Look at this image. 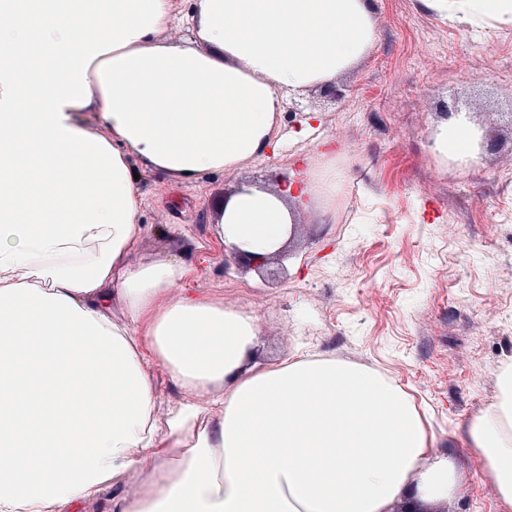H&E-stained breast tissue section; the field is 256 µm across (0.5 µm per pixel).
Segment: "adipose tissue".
<instances>
[{
  "mask_svg": "<svg viewBox=\"0 0 512 512\" xmlns=\"http://www.w3.org/2000/svg\"><path fill=\"white\" fill-rule=\"evenodd\" d=\"M0 0V512H74L124 477L112 512H390L455 487L412 399L387 376L299 352L255 360L256 316L188 288V266L135 257L147 169L179 182L240 170L286 95L352 71L377 37L372 0ZM512 29V0H420ZM483 141L466 115L440 158ZM296 184L240 180L215 214L226 253L286 246L298 208L335 212L331 163ZM184 397L158 416L154 366ZM472 424L512 507V364Z\"/></svg>",
  "mask_w": 512,
  "mask_h": 512,
  "instance_id": "obj_1",
  "label": "adipose tissue"
}]
</instances>
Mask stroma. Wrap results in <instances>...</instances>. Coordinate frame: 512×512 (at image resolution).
<instances>
[{"mask_svg": "<svg viewBox=\"0 0 512 512\" xmlns=\"http://www.w3.org/2000/svg\"><path fill=\"white\" fill-rule=\"evenodd\" d=\"M378 38L330 103L299 96L263 156L245 169L171 184L145 172L139 251L176 254L186 285L258 316L255 358L295 349L379 370L416 400L436 455L457 491L442 512H512L468 438L512 362V30L477 29L422 10L417 0H374ZM457 100L494 139L464 165L430 149L440 106ZM336 141L349 174L332 224L304 211L288 254L259 275L225 265L214 207L238 181L316 165V137Z\"/></svg>", "mask_w": 512, "mask_h": 512, "instance_id": "stroma-1", "label": "stroma"}]
</instances>
